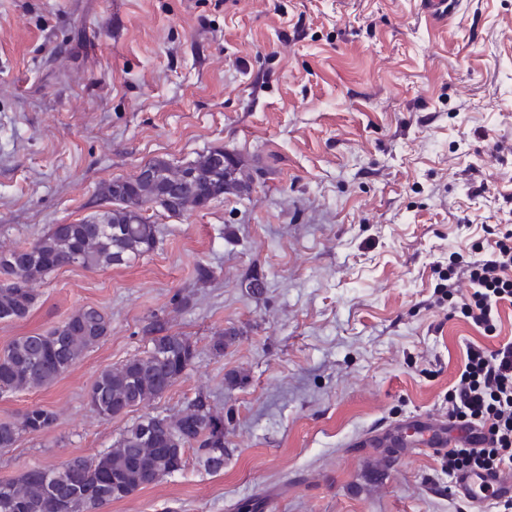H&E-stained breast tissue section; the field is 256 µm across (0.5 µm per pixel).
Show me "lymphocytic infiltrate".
Listing matches in <instances>:
<instances>
[{
	"label": "lymphocytic infiltrate",
	"instance_id": "obj_1",
	"mask_svg": "<svg viewBox=\"0 0 512 512\" xmlns=\"http://www.w3.org/2000/svg\"><path fill=\"white\" fill-rule=\"evenodd\" d=\"M448 296L481 329L485 343L467 344L455 384L448 391L451 427L480 428L481 443L465 439L448 451V476L484 470L512 473V341L495 343L503 305H512V225L505 224L488 243L483 257L458 259L448 266ZM468 283L459 295L460 283Z\"/></svg>",
	"mask_w": 512,
	"mask_h": 512
}]
</instances>
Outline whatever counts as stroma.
Instances as JSON below:
<instances>
[{
    "instance_id": "stroma-1",
    "label": "stroma",
    "mask_w": 512,
    "mask_h": 512,
    "mask_svg": "<svg viewBox=\"0 0 512 512\" xmlns=\"http://www.w3.org/2000/svg\"><path fill=\"white\" fill-rule=\"evenodd\" d=\"M215 149L248 194L147 209L154 251L62 267L26 319L0 321V350L83 307L111 321L51 386L0 395V421L57 415L0 451V481L109 448L203 391L223 469L187 450L182 471L101 512H463L447 449L359 441L447 417L465 345L485 341L437 292L450 254L473 258L512 219V0H462L448 21L420 0H0V251L103 211L102 186L144 162ZM155 316L195 361L149 405L98 417L95 377L149 349Z\"/></svg>"
}]
</instances>
